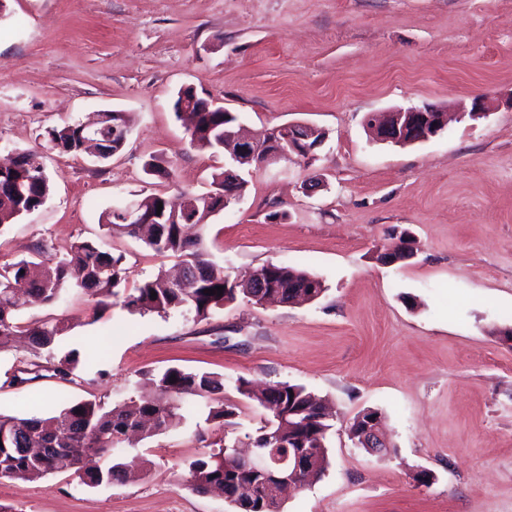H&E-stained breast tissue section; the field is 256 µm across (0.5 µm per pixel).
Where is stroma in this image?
I'll return each instance as SVG.
<instances>
[{"mask_svg":"<svg viewBox=\"0 0 512 512\" xmlns=\"http://www.w3.org/2000/svg\"><path fill=\"white\" fill-rule=\"evenodd\" d=\"M192 87L262 131L325 129L318 160L297 155L253 170L242 199L200 230L209 259L242 274L273 263L322 280L302 305L245 299L207 317L137 313L70 293L18 320L63 318L71 375L16 344L0 345V413H53L64 400L113 406L150 393L169 367L222 375L234 424L207 422L187 398L179 426L122 445L142 476L91 487L70 469L0 478L12 512H233L193 492L186 464L246 443L264 412L238 378L305 386L334 418L329 465L283 499L281 512H512V0H7L0 17V160L40 152L52 191L0 227V263L65 254L105 239L125 256L127 288L175 257L108 229L103 213L165 193L207 192L224 157L193 148L173 101ZM489 110L457 119L475 97ZM441 106L454 120L430 140H372L367 115ZM129 118L112 160L43 150L50 128L104 111ZM158 160L166 175L146 174ZM414 258L380 256L401 233ZM381 413L387 451L350 437ZM432 474L429 484L417 472Z\"/></svg>","mask_w":512,"mask_h":512,"instance_id":"obj_1","label":"stroma"}]
</instances>
